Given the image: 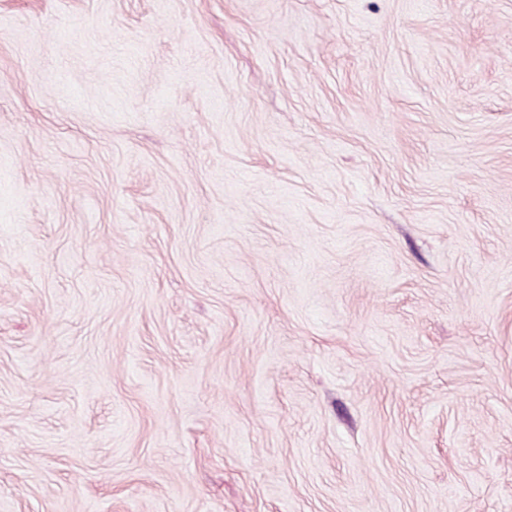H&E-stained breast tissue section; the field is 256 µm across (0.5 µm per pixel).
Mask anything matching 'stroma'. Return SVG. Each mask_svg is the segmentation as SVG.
Returning a JSON list of instances; mask_svg holds the SVG:
<instances>
[{
  "label": "stroma",
  "instance_id": "stroma-1",
  "mask_svg": "<svg viewBox=\"0 0 512 512\" xmlns=\"http://www.w3.org/2000/svg\"><path fill=\"white\" fill-rule=\"evenodd\" d=\"M0 512H512V0H0Z\"/></svg>",
  "mask_w": 512,
  "mask_h": 512
}]
</instances>
